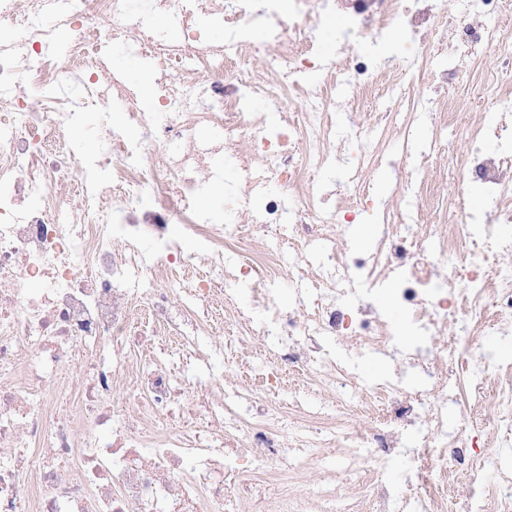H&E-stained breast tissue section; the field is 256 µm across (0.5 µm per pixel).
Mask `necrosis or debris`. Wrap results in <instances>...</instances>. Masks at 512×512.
<instances>
[{
    "label": "necrosis or debris",
    "mask_w": 512,
    "mask_h": 512,
    "mask_svg": "<svg viewBox=\"0 0 512 512\" xmlns=\"http://www.w3.org/2000/svg\"><path fill=\"white\" fill-rule=\"evenodd\" d=\"M0 0V512H512V473L479 449L512 447V378L490 380L483 336L512 328V41L495 45L498 67L484 86L489 118L464 126L471 149L461 193L422 195L439 221L394 226L366 252L332 246L318 210L315 175L327 162L332 118L310 91L285 113L282 73L313 75L322 43L312 24L327 17L365 34L401 25L402 51L417 53L419 0H156L182 37L143 30L126 0ZM217 13L235 44L207 41L199 15ZM70 34L67 68L96 84L101 46L135 44L161 72L194 57L220 71L199 86L209 112L183 109V90L163 87L148 140L120 128L97 135L108 181L71 177L65 127L74 100L27 105L38 71L33 55ZM261 32L276 46L269 75L251 67L247 42ZM374 43H363L350 75L361 102L383 89ZM257 100L262 112L242 109ZM223 129L227 157L252 175L262 210L244 224L195 220L197 175L213 149L181 151L200 127ZM168 153L154 167L155 150ZM70 176L67 197L55 191ZM297 200V234L330 243L340 277L367 280L369 299L328 297L316 277L312 304L284 309L268 285L285 275L279 244L264 236ZM150 209H139L144 196ZM150 281L139 288L134 273ZM266 298L252 318L225 281ZM224 339V375L204 334ZM416 354L395 380L353 395L354 380L329 349L335 340L369 354ZM275 341L261 367L239 349ZM315 397L313 405L299 395ZM343 449L342 458L332 457ZM403 461L404 480L383 463ZM322 481L304 488L309 469ZM358 487L346 497L345 480Z\"/></svg>",
    "instance_id": "4bbe7bcc"
}]
</instances>
